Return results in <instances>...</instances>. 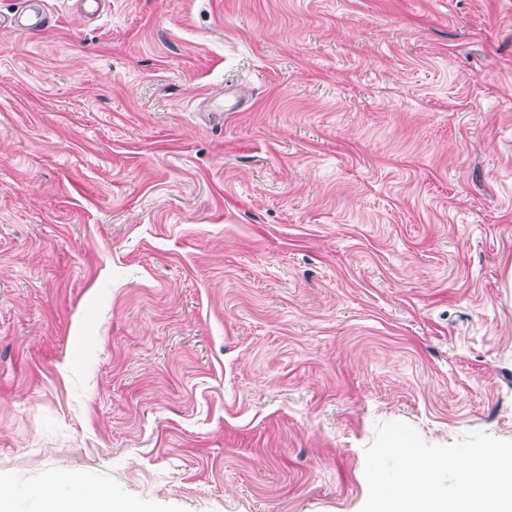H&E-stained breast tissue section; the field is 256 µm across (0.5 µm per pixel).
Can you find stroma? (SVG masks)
Masks as SVG:
<instances>
[{
    "label": "stroma",
    "instance_id": "1",
    "mask_svg": "<svg viewBox=\"0 0 512 512\" xmlns=\"http://www.w3.org/2000/svg\"><path fill=\"white\" fill-rule=\"evenodd\" d=\"M0 27V488L360 512L379 424L512 440V0H45ZM25 8L13 17L4 18L3 23H9L11 26L27 29L42 28L45 24V14L43 13L39 2L25 0Z\"/></svg>",
    "mask_w": 512,
    "mask_h": 512
}]
</instances>
